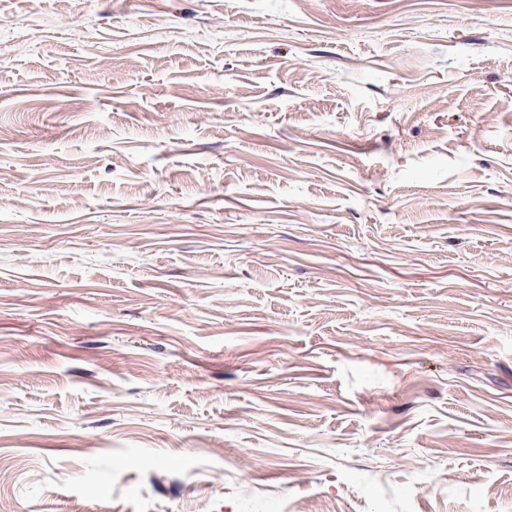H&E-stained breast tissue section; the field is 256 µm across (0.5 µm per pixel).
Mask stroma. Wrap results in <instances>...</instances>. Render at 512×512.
Listing matches in <instances>:
<instances>
[{
	"label": "stroma",
	"mask_w": 512,
	"mask_h": 512,
	"mask_svg": "<svg viewBox=\"0 0 512 512\" xmlns=\"http://www.w3.org/2000/svg\"><path fill=\"white\" fill-rule=\"evenodd\" d=\"M0 502L512 512V0H0Z\"/></svg>",
	"instance_id": "stroma-1"
}]
</instances>
